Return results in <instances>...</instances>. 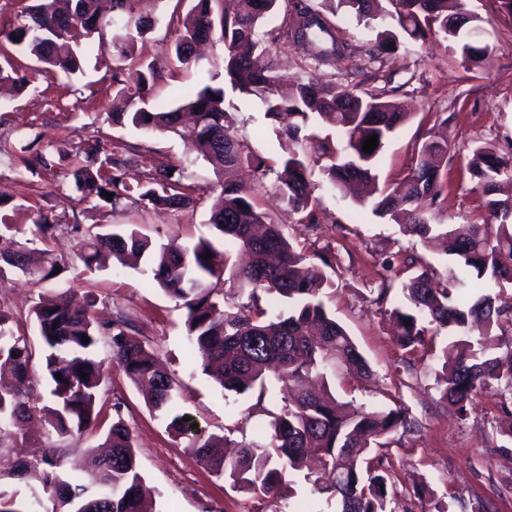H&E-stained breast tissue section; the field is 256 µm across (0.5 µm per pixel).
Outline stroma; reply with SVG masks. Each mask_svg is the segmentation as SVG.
<instances>
[{"label": "stroma", "mask_w": 512, "mask_h": 512, "mask_svg": "<svg viewBox=\"0 0 512 512\" xmlns=\"http://www.w3.org/2000/svg\"><path fill=\"white\" fill-rule=\"evenodd\" d=\"M172 0H147L146 10L155 27L146 37L142 55L165 61L174 39L170 14ZM468 7L485 21L491 53L475 67L463 62L440 36L425 43L402 42L391 57L370 59L366 49L377 31L339 13L330 16L337 37L347 50L326 65H315L298 49L273 43L280 73L286 82L317 76L328 85H352L383 94L385 99L407 104L411 119L386 141L376 173L378 182L390 186L407 175L416 152L433 135L448 142L447 164L442 170L446 189L428 210L432 224H480L486 218L478 195L465 170L476 146L491 144L512 152V8L503 0H469ZM95 56L83 73L68 77L34 75L35 59L21 55L13 62L29 75L25 88L0 89V225L17 228L31 257L52 256L61 272L53 280L35 283L6 272L0 281V311L10 317L14 331L37 341L32 307L43 299L69 293L89 299L98 315L123 313L138 339L152 348L180 387V412L197 422L204 434L215 433L235 441H248L265 427L269 412L279 411L280 386L271 383L263 407L252 395L224 391L189 358L186 310L159 289L147 264L139 268L117 265L89 272L74 256L76 237L63 232L46 243L33 237L38 214L63 224H122L137 229L153 242L178 237L194 243L212 239L208 223L210 200L193 210H159L152 205L121 200L105 214L74 197H66L64 177L34 175L26 168L33 151L51 155L84 153L95 145L99 131L123 147V171L130 183H146L150 173L169 164L184 168L185 181L208 187L215 181L211 166L196 158L187 144L171 133H145L113 127L109 115L119 81H131L136 60H113L112 31L94 36ZM231 118L250 150L265 158V173L243 166L231 179L250 190L258 210L269 222L284 225L307 255L329 251L336 256L334 285L327 306L345 327L374 372L373 380L355 386L344 369H337L331 390L345 402L382 404L395 400L407 408L415 426L391 434L384 450L393 473L395 512H512V440L498 427L512 401L497 391L481 392L467 420H459L442 400L436 375L440 362L424 359L414 369L401 362L395 325L375 298L387 277V258L417 252L436 269L448 256L442 246L425 244L402 233L398 224L360 208L352 198L330 189L321 175H313L315 194L322 210V224L308 230L293 223L275 196L283 152L258 99L233 96ZM446 125H438V118ZM95 357L104 364L106 384L98 405L102 418L112 416V404L122 399V417L135 442L139 469L151 488L156 512H290L294 502L312 495V484L301 472H289V497L251 495L232 488L224 478L186 447V440L167 428L158 412L146 406L141 392L118 365L113 364L107 343H100ZM51 443L39 425H31L21 447L0 448V489L15 493L25 504L34 481L19 478L15 464L49 451Z\"/></svg>", "instance_id": "obj_1"}]
</instances>
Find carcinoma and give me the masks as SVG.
<instances>
[{"label": "carcinoma", "instance_id": "carcinoma-1", "mask_svg": "<svg viewBox=\"0 0 512 512\" xmlns=\"http://www.w3.org/2000/svg\"><path fill=\"white\" fill-rule=\"evenodd\" d=\"M57 2L29 0L17 23L0 30V44L35 57L46 71L70 76L82 71L94 51L91 39L102 29L121 32L114 48L118 58L126 59L153 28L139 10L140 0H109L108 14L102 12L101 0H67L63 10ZM192 2L180 21L169 63L197 65L195 44L207 34L224 45L223 72L199 71L198 87L166 105L154 95L163 71L155 61L146 60L136 84L120 89L126 108L112 113L111 119L115 127L174 133L211 165L222 201L212 210L209 224L223 239L224 250L203 239L187 244L171 238L157 244L134 228L100 231L96 224L62 226L44 215L37 219L33 235L47 241L64 229L75 233V256L89 270L101 269L111 259L125 265L147 258L157 285L187 310V339L202 371L237 394L263 390L273 378L281 383L284 405L272 415L268 431L237 444L236 452L228 456L224 437L189 430L178 413V385L123 318L99 322L91 315V303L80 308L43 303L32 311L44 360L40 372L29 339L16 334L9 316L0 311V380H12L8 386L0 384V447L17 446L13 427L35 410L44 413L48 434L58 441L97 427L104 374L94 351L106 340L112 359L133 384L148 389L149 405L169 419L167 428L187 436V448L208 457L214 474L233 488L251 495L281 491L284 473L303 471L315 460L320 469L307 473V478L314 492L335 500L337 512H394L385 455L377 449L383 447L381 439L408 425L405 410L351 408L328 390V377L338 364L362 381L371 380L373 372L327 309L324 298L333 280L321 270L310 271L304 249L279 225L265 223L250 191L224 179V174L244 163L261 172L266 168L265 159L238 136L225 105L224 84L257 98L272 121L285 154L284 178L276 192L297 216L296 223L307 228L320 224L306 151L315 134L307 130L321 125L336 130L339 150L321 143L318 147L327 159L321 166L327 183L342 192L352 182L376 180L385 141L410 113L379 94H360L316 79L283 91L274 61L263 69L256 67L257 55L273 57L258 35L257 26L263 21L277 22L275 41L307 51L323 64L340 53L333 27L321 14L299 8L281 16L279 0H230L227 9L224 0ZM325 2L332 11L347 10L367 27L385 26L368 47L373 58L394 54L402 37L423 43L441 35L456 49L483 22L464 13L465 0H389V10L382 9L380 0ZM372 135L378 137V145L366 153L363 143ZM447 153L445 143L424 142L411 172L394 187L376 190L377 196L362 205L391 217L403 233L423 242L445 240L451 263L442 274L415 252L389 266L396 275L405 276L401 299L389 315L398 324L401 360L409 366L435 354L438 332L448 331L439 386L442 399L463 418L485 389L494 388L512 399V349L500 353L490 346L496 330L512 321V296L504 297V289L512 288V200L497 197L499 182L512 180V154L490 146L472 151L467 171L491 221L459 231L426 220V210L444 191L438 159ZM62 160V155L56 160L38 153L31 166L52 176ZM69 165L74 191L82 201L115 205L136 195L155 207L184 210L201 199L202 188L183 184V170L177 165L152 174L149 187L137 193L119 174L122 163L114 151L91 160L73 159ZM105 191L113 194L112 200L103 195ZM7 266L38 283L56 274L53 260L31 267L26 246L0 232V276ZM227 282L235 290L230 297L224 295ZM493 287L498 292H487ZM84 335L90 342H83ZM42 379L51 385L52 400L41 406L35 390ZM238 384L243 389L236 388ZM121 406L119 401L112 404V426L103 442L108 451L100 455L89 449L86 470L69 471L62 458L53 455L19 463L20 477L42 472V492L32 493L35 504L44 493L53 502L52 512H153L147 508L152 492L140 473Z\"/></svg>", "mask_w": 512, "mask_h": 512}]
</instances>
